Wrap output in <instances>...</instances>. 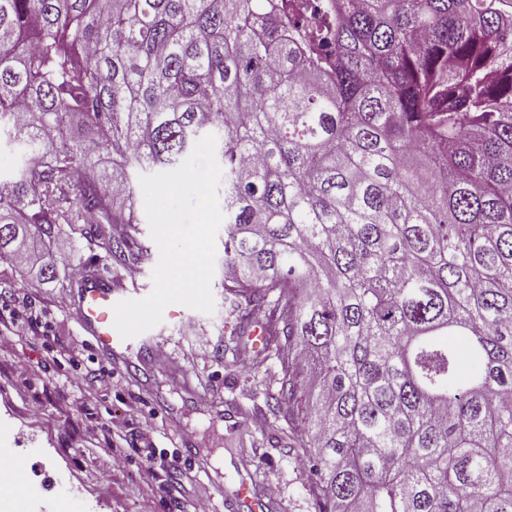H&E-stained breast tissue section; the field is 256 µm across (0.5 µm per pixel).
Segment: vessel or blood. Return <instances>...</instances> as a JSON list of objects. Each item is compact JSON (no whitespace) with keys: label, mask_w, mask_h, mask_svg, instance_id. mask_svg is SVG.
Listing matches in <instances>:
<instances>
[{"label":"vessel or blood","mask_w":512,"mask_h":512,"mask_svg":"<svg viewBox=\"0 0 512 512\" xmlns=\"http://www.w3.org/2000/svg\"><path fill=\"white\" fill-rule=\"evenodd\" d=\"M111 286L98 282L82 288L78 300V315L84 331L94 339L98 348L112 351L123 346L124 341L114 327V309ZM233 512H268L269 502L257 493L249 481H241L231 504Z\"/></svg>","instance_id":"obj_1"}]
</instances>
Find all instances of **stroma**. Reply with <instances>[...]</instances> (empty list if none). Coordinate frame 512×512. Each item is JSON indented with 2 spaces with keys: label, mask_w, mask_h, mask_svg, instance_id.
I'll return each instance as SVG.
<instances>
[{
  "label": "stroma",
  "mask_w": 512,
  "mask_h": 512,
  "mask_svg": "<svg viewBox=\"0 0 512 512\" xmlns=\"http://www.w3.org/2000/svg\"><path fill=\"white\" fill-rule=\"evenodd\" d=\"M222 269H215L213 314L179 304L160 324L129 339L119 356L99 351L79 326L78 291L30 276L14 285L0 279V302L24 300L52 329L6 335L0 326V512H177L170 499L185 466L196 484L191 496L226 512L241 479L270 494V512H315V484L287 415L277 413L280 364L232 335L234 316L224 301ZM71 347L79 365L59 362ZM108 385L95 383L99 369ZM142 412L123 428L121 464H114L105 430L127 404ZM152 432L156 460L146 467L135 446ZM50 472L53 490L30 491L35 474Z\"/></svg>",
  "instance_id": "1"
}]
</instances>
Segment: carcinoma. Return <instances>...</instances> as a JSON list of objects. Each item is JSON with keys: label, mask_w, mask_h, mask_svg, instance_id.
<instances>
[{"label": "carcinoma", "mask_w": 512, "mask_h": 512, "mask_svg": "<svg viewBox=\"0 0 512 512\" xmlns=\"http://www.w3.org/2000/svg\"><path fill=\"white\" fill-rule=\"evenodd\" d=\"M0 0V260L135 280L139 172L207 134L315 512H512V0ZM316 379L304 387L305 369Z\"/></svg>", "instance_id": "1"}]
</instances>
